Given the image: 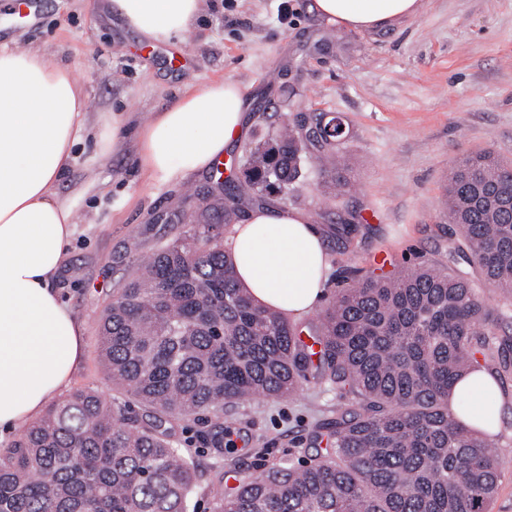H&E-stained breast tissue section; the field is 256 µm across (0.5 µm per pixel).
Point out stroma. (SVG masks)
<instances>
[{
	"instance_id": "1",
	"label": "stroma",
	"mask_w": 512,
	"mask_h": 512,
	"mask_svg": "<svg viewBox=\"0 0 512 512\" xmlns=\"http://www.w3.org/2000/svg\"><path fill=\"white\" fill-rule=\"evenodd\" d=\"M39 20L15 17L0 0V47L27 43L69 65L95 107L73 148L57 192L75 225L55 283L84 326V353L70 389L123 399L99 368L98 326L122 288L137 251L191 234L184 213L197 205L187 188L208 172L146 178L139 165L138 125L173 104L190 86L231 79L246 90L248 128L230 156L271 131L290 91L308 89L309 109L341 118L343 152L355 191L321 192L308 172L273 206L312 215L327 241L328 294L349 270L385 275L440 258L460 230L443 211L448 176L466 154L487 149L512 159V0H423L416 17L372 31L329 22L313 0H205L192 33L151 44L112 13L108 0H35ZM186 59L173 70L172 54ZM124 117L113 129V116ZM353 227L338 237V224ZM387 252L389 266L376 263ZM501 472L491 512H512V369L500 372ZM344 400L313 384L293 398H259L232 407L241 447H204V425L177 436L198 464L197 512H211L217 477L259 464L313 455L314 429Z\"/></svg>"
}]
</instances>
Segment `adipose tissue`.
<instances>
[{
	"label": "adipose tissue",
	"instance_id": "ef3b65f1",
	"mask_svg": "<svg viewBox=\"0 0 512 512\" xmlns=\"http://www.w3.org/2000/svg\"><path fill=\"white\" fill-rule=\"evenodd\" d=\"M203 0H111L112 11L153 41L190 32ZM328 21L353 30L418 14L421 0H314ZM246 103L231 79L186 90L138 130L146 176L188 175L223 156L245 125ZM80 87L69 66L37 47L0 48V429L29 423L68 387L84 347L81 322L58 296L73 232L71 209L56 193L84 128ZM254 303L298 320L320 305L330 258L310 215L255 208L227 237ZM463 421L498 431L500 387L483 370L449 396Z\"/></svg>",
	"mask_w": 512,
	"mask_h": 512
}]
</instances>
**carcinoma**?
<instances>
[{
	"label": "carcinoma",
	"instance_id": "carcinoma-1",
	"mask_svg": "<svg viewBox=\"0 0 512 512\" xmlns=\"http://www.w3.org/2000/svg\"><path fill=\"white\" fill-rule=\"evenodd\" d=\"M307 93L285 101L276 134L248 144L242 176L190 214L194 234L140 251L99 326L101 365L139 404L77 389L0 449V512H194L196 466L172 430L209 427L205 444L224 450V408L260 397L294 396L328 385L351 404L313 441L331 447L294 464L241 475L215 512H488L505 462L497 434L461 422L448 393L505 354L512 338L489 329L491 311L462 274L436 262L385 278H348L303 330L240 288L224 232L271 196L288 199L309 164L323 185L348 184L331 121L310 126ZM463 243L448 262L474 264L484 281L512 295V162L469 153L452 169L444 197Z\"/></svg>",
	"mask_w": 512,
	"mask_h": 512
}]
</instances>
